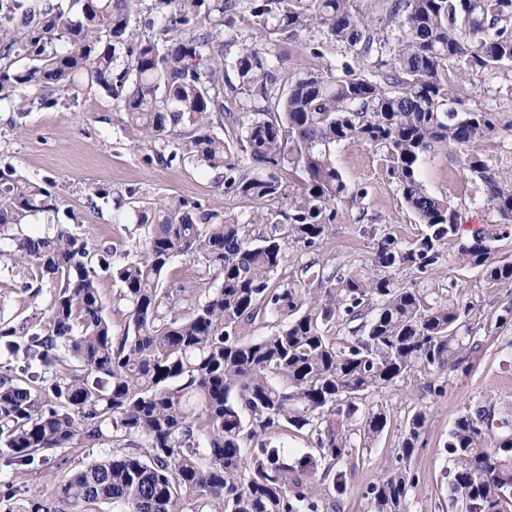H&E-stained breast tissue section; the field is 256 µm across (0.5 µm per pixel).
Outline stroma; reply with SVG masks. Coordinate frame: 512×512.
Wrapping results in <instances>:
<instances>
[{"label": "stroma", "instance_id": "obj_1", "mask_svg": "<svg viewBox=\"0 0 512 512\" xmlns=\"http://www.w3.org/2000/svg\"><path fill=\"white\" fill-rule=\"evenodd\" d=\"M302 37L286 38L271 27L246 22L224 36V54L235 58L248 47L266 49L279 59L281 82L300 69L336 70L349 56L335 43L325 44L323 55L314 58L304 50ZM465 110L498 113L501 123L512 122V73L491 72L459 91ZM336 165L352 186L363 187L367 196L338 205L331 234L320 253L329 266L343 270L359 266L370 257L371 239L365 227L374 225L414 239L422 226L406 208L391 177L379 161L378 152L359 141L336 148ZM0 159L10 162L22 176L47 181L60 209L71 211L74 230L84 240L133 246L137 235L133 222L117 217L139 203L186 199L208 209L249 215L253 202L225 193L218 175L188 163H159L126 122V116L100 87L78 84L58 97L55 105L33 107L26 100L0 106ZM421 179L431 194L448 196L461 205L460 237L444 247L447 257L439 280L450 285L454 295L472 300L481 325L480 351L471 355L468 371H451L441 393L425 395L419 378L376 396L386 406L390 421L374 446L365 449L364 460L347 476V487L337 497L332 512H368L366 492L386 472L399 467L404 424L415 409L426 408L427 421L421 446L404 463L418 479L408 512H456L448 499V432L462 414L483 408L498 434L512 432V325L500 328L495 317L512 308V288L487 285L476 270L456 263L460 239L470 238L473 226L492 224L495 213L478 199L469 173L463 171L458 152L427 157ZM108 189V199H98V189ZM49 288L24 300L11 289H0V317L36 321L50 302Z\"/></svg>", "mask_w": 512, "mask_h": 512}]
</instances>
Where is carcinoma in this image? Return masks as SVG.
Here are the masks:
<instances>
[{
  "mask_svg": "<svg viewBox=\"0 0 512 512\" xmlns=\"http://www.w3.org/2000/svg\"><path fill=\"white\" fill-rule=\"evenodd\" d=\"M226 0H0V104L45 107L78 78L105 89L126 121L167 164L216 172L224 190L263 205L283 178L306 187L288 211L243 218L184 199L135 207L139 250L89 244L67 224L24 230L59 214L42 183L0 169V285L47 286L44 316L0 321V349L17 367L0 373V465L25 481L30 466L77 448H108L80 462L19 512H328L313 497L312 455L346 489L353 450L370 448L387 409L370 401L424 372L438 393L449 369L467 370L482 343L474 302L436 286L461 207L429 194L425 157L457 149L497 223L458 246L457 260L489 285L512 286V147L497 158L476 143L501 129L497 113L458 110L461 82L512 66V0H386L377 24L352 0H246L242 20L289 37L320 33L352 55L342 74L305 70L278 91L270 53L224 57ZM125 50L126 56L117 53ZM386 75L356 69L383 55ZM254 101L282 114L243 112L224 127V71ZM221 127L217 133L215 127ZM380 152L404 203L423 225L405 243L385 232L369 262L345 271L314 256L336 204L367 196L336 167V145ZM241 148L245 164L234 161ZM253 224L270 232L252 237ZM197 261L211 281L198 297L170 280L173 261ZM415 274L411 284L398 274ZM108 277L118 288L102 295ZM259 317L277 330L251 335ZM344 326L347 335H336ZM426 410L405 423L401 459L422 435ZM297 433L308 452L288 457ZM445 448L458 512H512V434L488 429L484 410L458 417ZM418 485L399 468L367 491L370 512H407Z\"/></svg>",
  "mask_w": 512,
  "mask_h": 512,
  "instance_id": "cac0c4a2",
  "label": "carcinoma"
}]
</instances>
